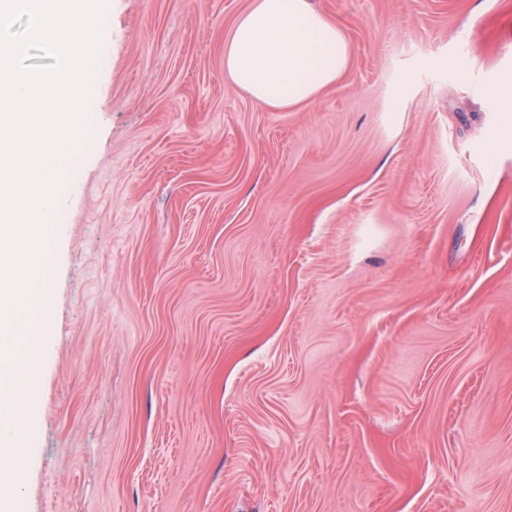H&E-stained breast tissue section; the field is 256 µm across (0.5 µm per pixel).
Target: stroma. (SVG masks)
<instances>
[{"label": "stroma", "instance_id": "1", "mask_svg": "<svg viewBox=\"0 0 512 512\" xmlns=\"http://www.w3.org/2000/svg\"><path fill=\"white\" fill-rule=\"evenodd\" d=\"M251 3L108 0L18 512H512V0H311L350 63L288 108Z\"/></svg>", "mask_w": 512, "mask_h": 512}]
</instances>
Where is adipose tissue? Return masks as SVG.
Listing matches in <instances>:
<instances>
[{
  "instance_id": "ef3b65f1",
  "label": "adipose tissue",
  "mask_w": 512,
  "mask_h": 512,
  "mask_svg": "<svg viewBox=\"0 0 512 512\" xmlns=\"http://www.w3.org/2000/svg\"><path fill=\"white\" fill-rule=\"evenodd\" d=\"M349 63L341 29L310 0H253L224 45V71L257 103L313 102Z\"/></svg>"
}]
</instances>
